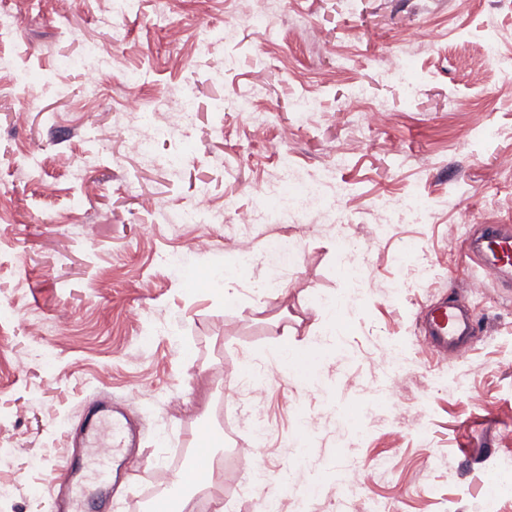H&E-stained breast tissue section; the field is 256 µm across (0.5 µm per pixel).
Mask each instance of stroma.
Wrapping results in <instances>:
<instances>
[{"instance_id":"stroma-1","label":"stroma","mask_w":512,"mask_h":512,"mask_svg":"<svg viewBox=\"0 0 512 512\" xmlns=\"http://www.w3.org/2000/svg\"><path fill=\"white\" fill-rule=\"evenodd\" d=\"M234 9V0H169L161 15L137 0L122 19L118 61L88 100L64 62L88 41L112 48L104 0H75L66 23L54 0H0V22L15 27L0 39V487L9 490L0 512H57L68 436L101 398L140 424L155 465L135 482L162 498L164 449L198 447L226 384L251 367L264 370L263 387L228 401L238 437L254 420L267 427L256 469L318 484L312 496L304 480L289 485L283 512H482L490 499L512 512V479H498L494 495L483 490L512 458L503 436L512 283L476 295L459 285L481 275L462 257L468 217L512 225V0H287L270 29L212 37ZM416 23L428 28L423 45L384 68ZM493 33L497 56L474 84ZM21 72L50 90L36 99L15 91ZM130 72L139 83H126ZM57 82L68 96L55 94ZM175 84L196 90L194 126L181 141L148 133L178 162L176 179L142 167L117 135L125 95L152 100ZM354 85L364 101L351 102ZM252 87L266 119L259 135L236 107ZM305 95L319 111H296ZM369 105L387 111L384 127H366ZM485 126L496 136L483 137ZM285 162L328 176L341 223L292 212L240 230L237 213L259 208ZM78 164L98 188L92 198L71 177ZM202 185L223 223H162L160 211L190 207ZM410 195L427 203V219L375 224L377 198L398 205ZM242 234L254 260L235 302L208 285L184 287L182 267L203 274L235 262ZM283 238L297 249L285 268L265 259ZM174 255L182 266L169 265ZM351 296L354 307L327 310ZM443 297L480 318L461 357L421 349L418 314ZM62 309L71 315L63 329ZM34 321L43 335L29 334ZM317 342L325 354L309 382L287 378L281 348L305 360ZM398 412L408 420L400 435ZM352 465L359 485L345 500Z\"/></svg>"}]
</instances>
